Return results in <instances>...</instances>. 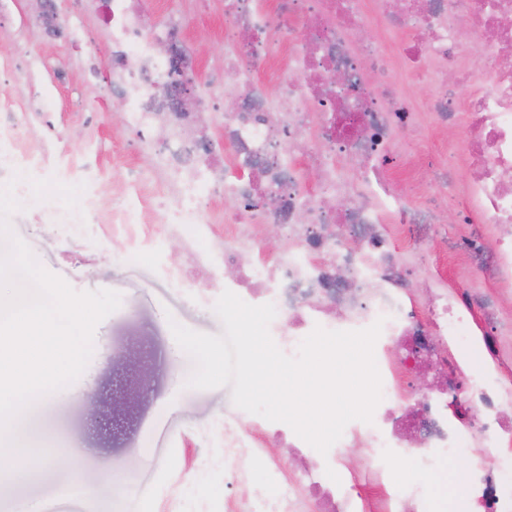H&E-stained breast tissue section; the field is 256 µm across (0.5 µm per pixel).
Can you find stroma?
<instances>
[{"label":"stroma","mask_w":512,"mask_h":512,"mask_svg":"<svg viewBox=\"0 0 512 512\" xmlns=\"http://www.w3.org/2000/svg\"><path fill=\"white\" fill-rule=\"evenodd\" d=\"M37 8V0H0V52L31 66L27 82L0 75V99L12 101L20 124L15 144L0 142V166L16 177L13 193L22 205L10 225L38 262L74 290H113L121 305L97 326L84 373L59 390L55 401L33 403L18 423L25 433L36 421L49 420V435L33 443L67 456V465L39 471L15 486L11 497L0 498V512H17L28 499L39 500L43 512H224L225 496L236 491L224 464V430L250 423L253 416L233 403L227 386L173 393V378L190 377L195 364L187 356L176 363L169 358L171 322L222 334L214 311L222 288L204 290L170 276L167 265L183 255L179 239L157 235L131 242L113 236L108 224L55 222L56 214L80 210L88 194L76 168L79 158L102 168L110 203L126 204L122 190L130 180L151 194L161 185L144 137L113 118L118 101L108 79L112 42L103 0H56L66 36L55 43L43 41ZM140 13L151 32L169 16L180 17L193 85L207 90L208 102L223 101V0H140ZM401 81L420 125L393 166V177L417 204L424 201L422 184L447 180L441 226L446 236L432 243L434 265L450 287L486 291V282L468 273L455 247L458 186L467 176L460 162L465 144L455 131L434 126L428 115L430 100L443 87L411 70ZM33 110L43 114V122L25 124ZM37 140L48 143L51 157L32 168L20 148ZM474 462L464 451L423 471L404 458L396 475L425 487L428 512H444L449 472ZM106 463L119 473L111 497L81 496Z\"/></svg>","instance_id":"stroma-1"}]
</instances>
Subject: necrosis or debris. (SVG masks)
Here are the masks:
<instances>
[{
    "instance_id": "obj_1",
    "label": "necrosis or debris",
    "mask_w": 512,
    "mask_h": 512,
    "mask_svg": "<svg viewBox=\"0 0 512 512\" xmlns=\"http://www.w3.org/2000/svg\"><path fill=\"white\" fill-rule=\"evenodd\" d=\"M286 2L289 24L302 29L295 39L285 38L264 0H224L235 34L224 53L218 143L209 133L212 113L185 85L180 21L169 20L151 38L135 0H106L112 91L134 126L150 131L157 165L174 186L156 202L165 234L183 241L185 259L170 266V275L197 282L209 264L199 244L220 220L224 287L247 304L274 305L269 331L287 356H297L317 326L382 325L375 350L382 399L372 423L350 422L324 455L287 424L261 416L252 429L225 430L224 454L237 481L249 485L255 462L265 458L280 492L253 489L252 499L225 501L224 512H425L423 490L397 481L394 461L413 454L429 468L464 443L477 458L469 481L481 512H512L501 465L512 447V365L502 358L503 338L512 333L503 315L512 298V0ZM373 18L412 30L398 56L371 42L354 47V33ZM460 21L477 32L493 30L494 46L479 74H458L472 89L467 105L443 91L431 117L444 129L456 112H467L462 259L497 289L493 298L449 288L429 263L428 240L439 234L447 187L428 184L429 204L420 207L387 173L416 125L394 73L402 65L423 69L430 58L457 63ZM268 62L287 73L274 96L253 75ZM302 142L311 145L306 164L318 174L313 184L293 156ZM345 160L356 165L355 174L342 175ZM222 200L232 207L220 215L214 206ZM268 225L283 230L282 250L265 246ZM408 274L423 283V305L405 288ZM477 315L491 331L472 333ZM463 344L488 360L481 374L452 353ZM426 361L438 382L409 391ZM272 442L292 450L293 471L271 460ZM343 448L367 451L363 492L336 477ZM372 486L386 488V495H368Z\"/></svg>"
}]
</instances>
